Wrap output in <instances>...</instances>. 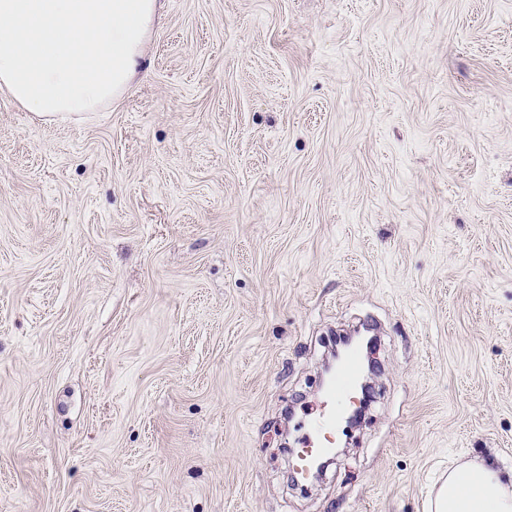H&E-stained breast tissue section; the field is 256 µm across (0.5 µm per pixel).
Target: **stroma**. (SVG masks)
Instances as JSON below:
<instances>
[{"label": "stroma", "mask_w": 512, "mask_h": 512, "mask_svg": "<svg viewBox=\"0 0 512 512\" xmlns=\"http://www.w3.org/2000/svg\"><path fill=\"white\" fill-rule=\"evenodd\" d=\"M462 457L512 467V0H159L122 101L0 92V512H427ZM362 365L361 356L349 355L341 364L335 380L327 387L323 408L310 419V433L303 443V453L296 467L299 471H310L316 457L326 451L336 436V430L344 413L354 404L352 395L354 381Z\"/></svg>", "instance_id": "stroma-1"}]
</instances>
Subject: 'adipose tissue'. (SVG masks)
Returning <instances> with one entry per match:
<instances>
[{
	"mask_svg": "<svg viewBox=\"0 0 512 512\" xmlns=\"http://www.w3.org/2000/svg\"><path fill=\"white\" fill-rule=\"evenodd\" d=\"M158 0H0V91L39 116L121 100L143 65ZM430 512H512V471L450 467Z\"/></svg>",
	"mask_w": 512,
	"mask_h": 512,
	"instance_id": "obj_1",
	"label": "adipose tissue"
}]
</instances>
